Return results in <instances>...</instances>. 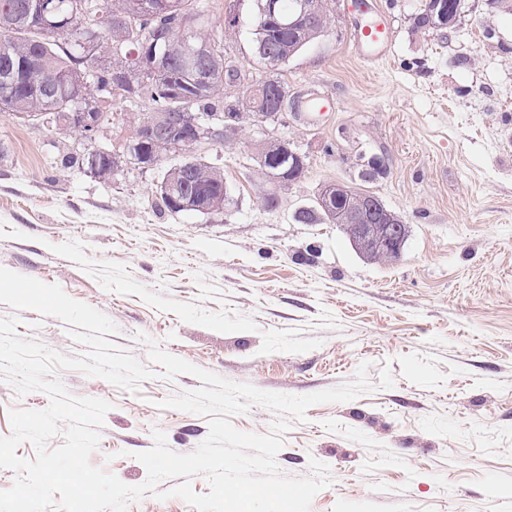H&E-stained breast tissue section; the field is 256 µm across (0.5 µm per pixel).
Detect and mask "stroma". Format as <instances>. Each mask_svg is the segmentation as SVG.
Instances as JSON below:
<instances>
[{"label":"stroma","instance_id":"obj_1","mask_svg":"<svg viewBox=\"0 0 512 512\" xmlns=\"http://www.w3.org/2000/svg\"><path fill=\"white\" fill-rule=\"evenodd\" d=\"M357 2L337 0L325 35L272 68L254 53L253 0H209L203 29L223 32L224 64L244 83L276 77L289 95L335 103L322 116L242 119L203 149L224 173L220 212L168 211L157 169L95 178L83 138L0 112V266L100 310L113 342L142 360L140 332L225 379L294 395L369 363L373 389L312 406L283 432L263 407L232 418L240 431L278 434L285 474H307L313 459L329 466L311 512H512V10L466 0L444 39L414 29L422 0H371L391 43L367 66L350 50ZM272 138L306 156L304 177L265 178L256 155ZM363 150L386 157V175L361 179ZM329 182L372 192L402 218L400 259L364 260L340 225L295 220ZM18 315L21 336L82 353L71 324ZM409 353L435 357L445 383L405 380L396 358ZM386 365L388 389L376 384ZM150 369L134 392L58 373L72 395L111 403L90 461L129 485L147 476L137 455L153 429L183 454L208 435L205 418L158 406L199 380Z\"/></svg>","mask_w":512,"mask_h":512}]
</instances>
